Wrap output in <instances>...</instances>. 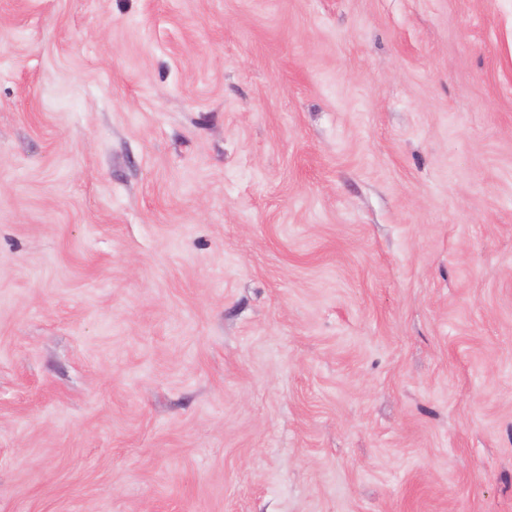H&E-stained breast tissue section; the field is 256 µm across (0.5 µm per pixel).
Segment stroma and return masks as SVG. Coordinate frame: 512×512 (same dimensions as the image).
Masks as SVG:
<instances>
[{
  "label": "stroma",
  "mask_w": 512,
  "mask_h": 512,
  "mask_svg": "<svg viewBox=\"0 0 512 512\" xmlns=\"http://www.w3.org/2000/svg\"><path fill=\"white\" fill-rule=\"evenodd\" d=\"M0 512H512V0H0Z\"/></svg>",
  "instance_id": "stroma-1"
}]
</instances>
